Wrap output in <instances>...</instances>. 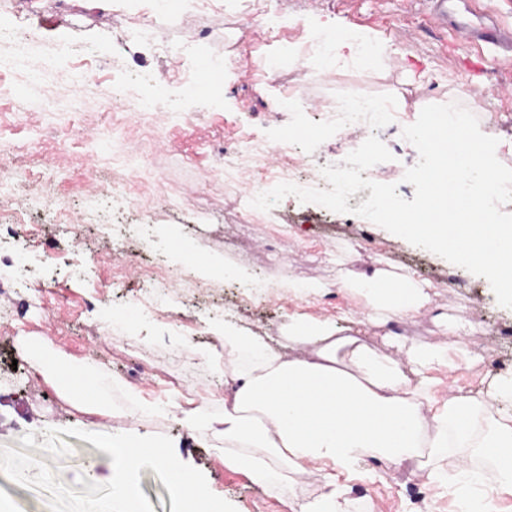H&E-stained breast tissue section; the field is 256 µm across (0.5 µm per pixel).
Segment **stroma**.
<instances>
[{
    "mask_svg": "<svg viewBox=\"0 0 512 512\" xmlns=\"http://www.w3.org/2000/svg\"><path fill=\"white\" fill-rule=\"evenodd\" d=\"M327 32L354 50L319 64L296 59L294 46ZM24 37L68 52L46 63L16 59L6 42ZM200 58L224 73L223 85L205 97L183 80ZM38 67L40 79L30 82ZM103 85L152 105L154 114L118 109L102 98ZM296 88L314 121L325 120L339 92L394 95L399 113L378 131L352 126L314 153L296 151L298 176L341 163L374 133L392 154L375 165L377 182L413 199L403 175L419 155L402 129L429 104L459 103L484 134L512 142V61L494 59L488 47L476 53L455 45L429 25L420 0H212L201 11L183 0L176 14L161 0H0V168L13 175L0 189L7 229L0 249L22 243L32 270L26 284L0 295V447L42 457L48 428L163 434L237 512H291L290 496L319 495L316 465L293 485H256L225 464L219 438L188 431L170 413L203 403L223 412L224 321L275 341L292 320L326 319L400 361L416 346H447L461 323L452 365L433 373L437 398L475 395L512 376V309L497 303L483 277L366 219L293 196L256 216L241 211L237 190L224 186V158L288 123L278 102ZM117 188L131 196L130 206L113 204ZM92 190L101 204L85 222ZM37 193L55 201V210L22 211L21 198ZM103 222L116 223L112 237L99 236ZM183 242L247 269L258 287L176 263L172 251ZM160 267L182 279L162 313L142 319L133 335H107L105 320L142 300ZM379 267L411 272L425 286L424 306L399 323L379 321L339 285ZM116 278L120 287L108 289ZM292 283L321 290L298 296ZM31 339L64 363L97 362L109 411L84 412L45 382L19 348ZM28 432L36 444L27 449L20 438ZM65 441L72 450L52 470L67 487L86 493L92 461L101 482L111 479L103 450L72 435ZM349 485L350 512H458L453 490L371 458Z\"/></svg>",
    "mask_w": 512,
    "mask_h": 512,
    "instance_id": "35a3bbf8",
    "label": "stroma"
}]
</instances>
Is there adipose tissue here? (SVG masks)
<instances>
[{"instance_id":"ef3b65f1","label":"adipose tissue","mask_w":512,"mask_h":512,"mask_svg":"<svg viewBox=\"0 0 512 512\" xmlns=\"http://www.w3.org/2000/svg\"><path fill=\"white\" fill-rule=\"evenodd\" d=\"M357 291L372 312L401 317L424 304L423 287L411 273L385 270L360 281ZM224 412L200 405L183 412L191 431L208 430L224 441V460L257 485L283 473L323 467L320 496L293 501L292 512H348L353 475L372 457L400 469L416 464L429 482L468 484L475 493L464 512H479L487 496L481 475L471 465L439 469L453 448L489 454L492 491L512 493V415L502 401L512 399V377L486 392L456 394L440 407L430 396V369L451 363L448 350L422 347L408 365L372 350L356 336L339 335L327 321L289 323L278 346L233 327L224 330ZM33 366L67 390L85 409L101 407L100 373L85 368L80 383L63 373L57 355L33 354Z\"/></svg>"}]
</instances>
